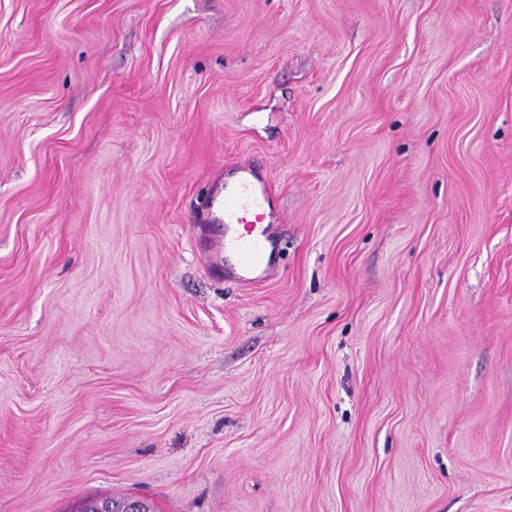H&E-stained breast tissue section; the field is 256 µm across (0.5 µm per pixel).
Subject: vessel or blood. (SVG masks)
I'll return each mask as SVG.
<instances>
[{"instance_id":"obj_1","label":"vessel or blood","mask_w":512,"mask_h":512,"mask_svg":"<svg viewBox=\"0 0 512 512\" xmlns=\"http://www.w3.org/2000/svg\"><path fill=\"white\" fill-rule=\"evenodd\" d=\"M270 197L268 185L245 165L239 166L233 181L212 195L214 220L223 229L215 261L235 263L241 278L265 276L271 266L274 234L272 227L263 222Z\"/></svg>"}]
</instances>
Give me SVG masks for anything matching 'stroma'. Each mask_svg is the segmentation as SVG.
I'll return each instance as SVG.
<instances>
[{"label": "stroma", "mask_w": 512, "mask_h": 512, "mask_svg": "<svg viewBox=\"0 0 512 512\" xmlns=\"http://www.w3.org/2000/svg\"><path fill=\"white\" fill-rule=\"evenodd\" d=\"M96 496L512 512V0H0V512ZM238 176L224 183V190H215L211 198L213 221L224 228L220 249L213 253L215 266L234 262L240 277L255 279L265 276L271 266L268 257L274 247L273 228L263 223L269 206L271 190L248 166L239 165ZM243 224L245 234L233 226Z\"/></svg>", "instance_id": "obj_1"}]
</instances>
